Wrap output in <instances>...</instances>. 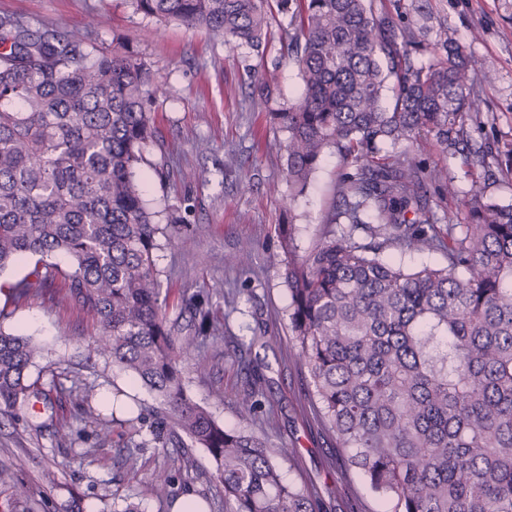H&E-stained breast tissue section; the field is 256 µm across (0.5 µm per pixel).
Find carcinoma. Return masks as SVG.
<instances>
[{"instance_id": "obj_1", "label": "carcinoma", "mask_w": 512, "mask_h": 512, "mask_svg": "<svg viewBox=\"0 0 512 512\" xmlns=\"http://www.w3.org/2000/svg\"><path fill=\"white\" fill-rule=\"evenodd\" d=\"M160 21L203 28L264 52L272 7L288 16V57L302 98L271 116L288 131L286 172L304 192L332 149L352 171L336 183L320 241L300 253L293 224L275 255L290 302L297 362L312 405L349 466L390 512H512V206L473 189L469 223L437 224L432 174L419 155L454 154L480 112L476 62L443 29L427 51L376 0H130ZM0 14V272L28 256L67 258L1 282L26 298L60 276L64 298L98 328L91 350L153 391L159 406L127 425L136 444L202 448L222 485L224 512H315L314 489L281 480L268 446L226 428L186 393L182 363L206 368V336L178 335L155 251L176 239L156 222L138 180L154 130L147 104L161 90L124 43L89 31ZM264 102L275 72L249 74ZM392 96L386 97L385 91ZM436 252L441 267L409 269L384 255ZM42 348L0 327V416L38 396L27 376ZM263 362L239 404L252 415ZM83 426L109 440L115 419L96 387L72 382ZM173 475L152 491L172 495Z\"/></svg>"}]
</instances>
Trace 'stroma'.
Returning a JSON list of instances; mask_svg holds the SVG:
<instances>
[{"mask_svg": "<svg viewBox=\"0 0 512 512\" xmlns=\"http://www.w3.org/2000/svg\"><path fill=\"white\" fill-rule=\"evenodd\" d=\"M387 10L401 8L404 22L426 30L435 41L440 27L482 63L475 90L480 112L469 122L468 151H488L487 164L467 168L459 157L434 148L421 156L423 167L439 180H453L457 197L436 200L440 223H467L462 197L473 187L503 206L512 205V0H383ZM8 12L71 28L95 17L96 43L129 40L139 58L163 86L149 105L156 139L145 152L141 174L145 198L178 237L175 248L157 251L161 285L170 318L184 330L200 319L184 297L200 294L219 327L205 347L206 372L194 361L183 364L189 397L224 425L249 423L270 446L292 448L293 461H279L284 481L315 488L320 512H385L386 502L371 491L364 476L338 459L334 439L309 410L310 377L294 361L288 333V290L272 256L279 249L278 227L295 226L300 252L319 241L322 221L334 198L344 166L336 153L320 161L307 192L291 197L286 177L288 133L268 115L269 107L297 100L303 83L297 66L276 38L265 52L228 45L203 29L160 22L134 12L126 0H0ZM277 67L278 96L264 105L254 95L251 70ZM249 246L246 266L225 264L226 256ZM62 279L45 291L12 301L0 294L7 317L0 327L26 334L48 354L30 368L28 382L46 394L42 404L0 419V512H124L136 503L140 512H174L170 501L151 493L153 476L167 468L175 448L130 451L125 436L112 434L94 451L91 432L74 434L58 446L56 431L75 423L82 411L77 395L57 392L53 379L63 370L80 373L98 388L121 389L141 406L155 396L118 367L89 355L96 328L73 304L60 300ZM223 297H215V290ZM269 335L258 354L266 367V407L242 419L239 395L246 388V342ZM136 465H129V455ZM194 461L185 492L207 501L208 512H224L220 484L208 454L187 451ZM25 485L26 495L15 492Z\"/></svg>", "mask_w": 512, "mask_h": 512, "instance_id": "1", "label": "stroma"}]
</instances>
